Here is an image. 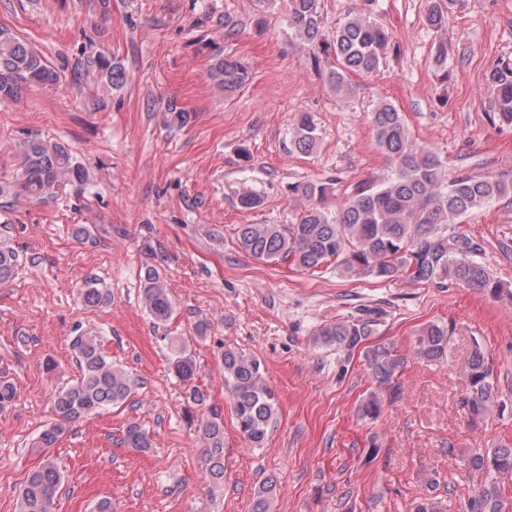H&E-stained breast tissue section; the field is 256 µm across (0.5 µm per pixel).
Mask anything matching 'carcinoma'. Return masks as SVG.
Returning <instances> with one entry per match:
<instances>
[{
	"label": "carcinoma",
	"instance_id": "carcinoma-1",
	"mask_svg": "<svg viewBox=\"0 0 512 512\" xmlns=\"http://www.w3.org/2000/svg\"><path fill=\"white\" fill-rule=\"evenodd\" d=\"M276 0H258L251 20L255 32L268 26L270 7ZM463 0H432L425 15L428 27L438 32L448 25V15ZM375 0L336 22L333 28L323 14L321 0H289L288 25L314 57L329 52L339 68L330 81L341 91L346 75L373 74L392 41V33L371 17ZM83 69L94 70L100 82L112 89L122 88L128 75L124 64L114 57L94 53L84 59ZM244 62L222 53L211 59L208 76L230 95L248 79ZM58 80V73L26 41L0 29V100H15L32 84ZM494 93V110L499 120L512 124V64L501 62L488 73ZM379 150L391 165V176L373 185L362 183L332 212L323 201L331 194L325 183L306 182L290 187L308 206L293 224H240L237 246L252 259L285 265L302 271H316L334 262L349 275L376 281L405 279L433 288H472L498 294L502 285L477 259L480 245L464 233H448V224L468 216L495 199L512 196V172L480 178L466 171L451 181L441 176L442 161L433 150L416 144L410 137L402 113L390 103L380 104L371 116ZM319 144L316 125L302 117L292 131V145L303 154ZM20 177L11 187L0 186L1 196H25L41 202L55 194L68 178L84 179L83 169L73 162L68 148L32 137L19 153ZM19 255L9 240L0 236V285L16 273ZM109 292L94 279L84 281L79 298L88 307L108 303ZM142 302L157 324L174 313V303L160 272L151 267L143 277ZM375 333L373 320L360 316L321 325L313 332L314 342L339 350L363 352L376 390L359 406L361 416L378 419L388 403L400 398V373L405 360L390 344L369 345ZM448 327L432 324L416 339L414 356L441 365L448 361ZM70 349L80 368V377L54 396L57 421L45 428L33 443L41 455L19 492L20 512H54L63 475L49 449L62 437L67 425L100 411L126 403L135 393L136 382L112 364L92 332L85 330L70 339ZM170 370L183 384L189 404L208 407L201 420L205 456L212 481L224 479V414L208 405L210 394L195 383L197 371L192 357L178 340H170ZM224 384L232 393V413L237 429L252 448L264 447L268 429L277 413L276 397L266 384L261 362L230 346L221 354ZM497 389L486 351L474 343L467 362L465 397L462 407L470 423L484 420L496 405ZM122 443L147 452L153 447L148 432L137 422L127 423ZM471 469L484 474L483 484L461 504V512H508L501 481L512 478V443L476 449L468 458Z\"/></svg>",
	"mask_w": 512,
	"mask_h": 512
}]
</instances>
